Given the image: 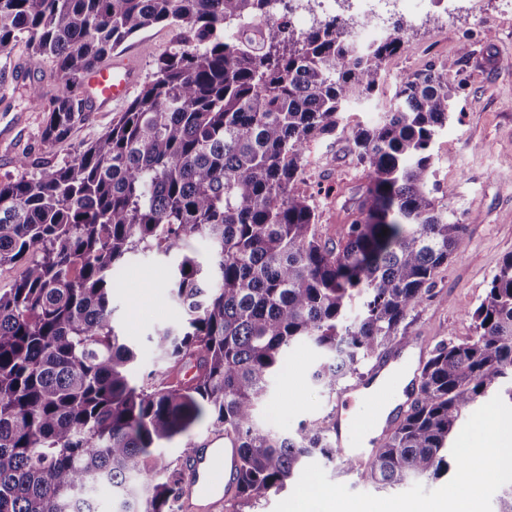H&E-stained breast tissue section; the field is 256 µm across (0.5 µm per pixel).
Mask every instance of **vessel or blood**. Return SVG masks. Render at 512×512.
I'll use <instances>...</instances> for the list:
<instances>
[{
	"label": "vessel or blood",
	"mask_w": 512,
	"mask_h": 512,
	"mask_svg": "<svg viewBox=\"0 0 512 512\" xmlns=\"http://www.w3.org/2000/svg\"><path fill=\"white\" fill-rule=\"evenodd\" d=\"M136 75L132 60L115 58L112 65L97 67L87 75L86 93L103 106L123 101L131 92ZM385 399V389L368 393L357 384L344 388L338 396V407L353 408L354 414L347 424L337 425L336 447L338 452L352 457L357 467H364L365 462L356 447L378 417ZM218 440V435L208 436L192 449L179 499L181 512H197V502L201 499L206 500L209 512H222L224 483L234 480L238 455L236 449L218 447Z\"/></svg>",
	"instance_id": "1"
}]
</instances>
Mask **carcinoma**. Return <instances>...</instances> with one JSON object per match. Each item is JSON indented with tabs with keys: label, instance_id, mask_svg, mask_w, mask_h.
<instances>
[{
	"label": "carcinoma",
	"instance_id": "cac0c4a2",
	"mask_svg": "<svg viewBox=\"0 0 512 512\" xmlns=\"http://www.w3.org/2000/svg\"><path fill=\"white\" fill-rule=\"evenodd\" d=\"M312 0H0V56L23 40L60 84L43 141L82 120L78 89L112 51L154 24L180 30L153 79L70 163L0 179V512H177L182 464L157 451L204 416L237 449L231 498L279 492L314 456L335 458V429L289 432L258 420L288 350L321 360L309 380L336 392L405 337L437 270L460 256L467 224L428 189L431 144L452 92L431 69L401 76L349 151L365 183L334 244L299 187L306 145L337 137L342 114L371 100L404 49L402 25L362 44L329 16L296 31L288 12ZM258 35L236 31L261 18ZM208 244L204 265L188 242ZM135 253L174 255L171 294L186 318L148 340L164 366L137 382L136 353L113 321L112 275ZM476 335L423 363L403 418L363 477L384 485L456 467L448 439L478 398L512 381V253L484 299L464 309Z\"/></svg>",
	"mask_w": 512,
	"mask_h": 512
}]
</instances>
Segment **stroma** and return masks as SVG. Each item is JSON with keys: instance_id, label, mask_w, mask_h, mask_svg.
<instances>
[{"instance_id": "1", "label": "stroma", "mask_w": 512, "mask_h": 512, "mask_svg": "<svg viewBox=\"0 0 512 512\" xmlns=\"http://www.w3.org/2000/svg\"><path fill=\"white\" fill-rule=\"evenodd\" d=\"M398 18L405 27L403 52L389 62L372 102L348 109L345 133L309 147L303 187L315 198L323 238L339 239L349 222L340 203L364 181L362 166L348 150L350 129L377 119L403 72L432 67L450 82H463V89L453 95L447 126L431 145L429 187L437 206L466 224V248L438 269L428 297L407 319V334L423 337L431 350L439 343H461L473 336L463 310L480 303L498 264L512 252V0H475L473 8L449 11L405 0ZM178 36L173 27L153 25L118 53L137 62L144 85ZM463 43L469 46L465 56L458 53ZM1 67L11 76L0 84V179L33 175L46 159L57 164L73 161L126 109L121 103L107 112H86L66 138L45 144L46 114L27 108L23 93L34 83L41 87L44 102H51L59 86L51 63L29 57L19 44L10 57H0ZM21 157L26 158V167L18 166ZM168 275L167 260L140 253L113 274L114 323L137 353V374L159 364L148 335L158 327L180 326L185 318L166 286ZM317 360V351L308 344L289 351L258 411L262 423L279 431L292 430L303 420L327 424L334 398L307 379Z\"/></svg>"}]
</instances>
